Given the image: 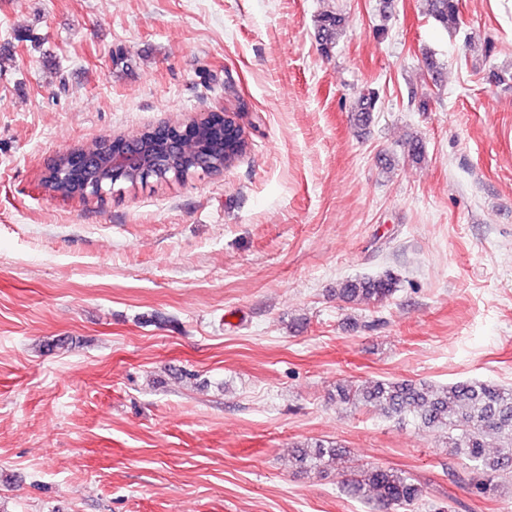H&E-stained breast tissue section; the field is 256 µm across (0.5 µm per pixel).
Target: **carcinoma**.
I'll return each mask as SVG.
<instances>
[{
    "mask_svg": "<svg viewBox=\"0 0 512 512\" xmlns=\"http://www.w3.org/2000/svg\"><path fill=\"white\" fill-rule=\"evenodd\" d=\"M425 14L444 30L459 28V0H424ZM318 44L323 55H330L339 43L345 17L325 11L315 20ZM379 96L369 91L352 105L358 122L371 121ZM245 147L226 153L224 142L210 135L184 142L173 167L185 173L200 161L232 166ZM65 155L46 168L41 179L44 189L54 196H70L73 186L64 174ZM105 181L116 177L124 184L143 182V172L103 173ZM398 291V279L390 274L346 279L336 285V296L348 304L378 306ZM336 401L355 407L375 408L384 416L409 420L425 428L448 431V451L471 463L477 473L473 489L485 494L495 489L496 478L512 472V389L492 382L463 381L449 387L415 383L411 380H381L368 385L336 386ZM495 448L491 456L486 449ZM342 455V446L317 441L297 446L295 462L304 472L321 471ZM351 497L373 505L374 512H415L423 500V489L410 477L382 466H369L342 482Z\"/></svg>",
    "mask_w": 512,
    "mask_h": 512,
    "instance_id": "cac0c4a2",
    "label": "carcinoma"
}]
</instances>
